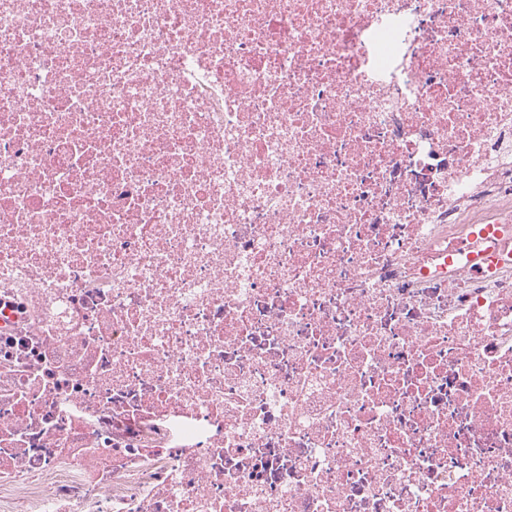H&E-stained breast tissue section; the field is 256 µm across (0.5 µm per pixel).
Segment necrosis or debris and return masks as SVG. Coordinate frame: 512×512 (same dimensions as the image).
I'll use <instances>...</instances> for the list:
<instances>
[{
	"mask_svg": "<svg viewBox=\"0 0 512 512\" xmlns=\"http://www.w3.org/2000/svg\"><path fill=\"white\" fill-rule=\"evenodd\" d=\"M512 0H0V512H512ZM504 237L512 238L511 227L501 224H486L478 234L473 236V243L469 247L470 251L464 264L481 273L498 269L504 262L503 255L497 247H485L484 244L487 242H495L496 244ZM509 239H504L505 246Z\"/></svg>",
	"mask_w": 512,
	"mask_h": 512,
	"instance_id": "1",
	"label": "necrosis or debris"
}]
</instances>
